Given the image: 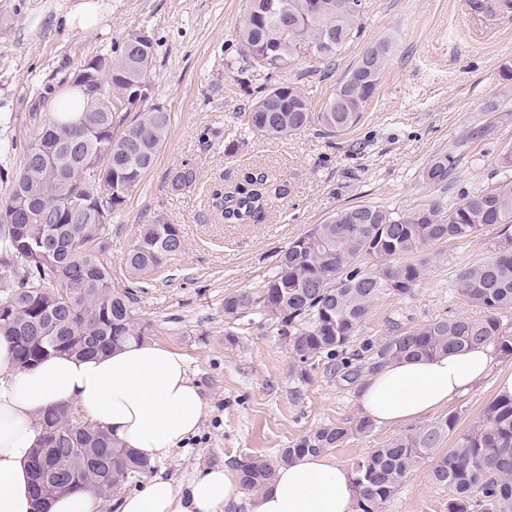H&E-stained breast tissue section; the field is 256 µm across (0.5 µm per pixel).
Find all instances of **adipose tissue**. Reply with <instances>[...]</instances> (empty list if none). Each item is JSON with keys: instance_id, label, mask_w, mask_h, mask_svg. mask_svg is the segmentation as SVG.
<instances>
[{"instance_id": "1", "label": "adipose tissue", "mask_w": 512, "mask_h": 512, "mask_svg": "<svg viewBox=\"0 0 512 512\" xmlns=\"http://www.w3.org/2000/svg\"><path fill=\"white\" fill-rule=\"evenodd\" d=\"M495 362L486 345L385 366L362 385L361 413L381 424L411 422L447 407ZM63 404L152 461L184 446L206 416L187 357L167 345L132 343L91 358L58 355L24 370L0 337V512H33L29 459L40 440L37 420ZM241 503L247 512H354L353 474L329 454H304L280 464L272 481L249 496L228 465L199 469L185 484L160 472L117 499L114 510L229 512Z\"/></svg>"}]
</instances>
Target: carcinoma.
I'll return each instance as SVG.
<instances>
[{"mask_svg": "<svg viewBox=\"0 0 512 512\" xmlns=\"http://www.w3.org/2000/svg\"><path fill=\"white\" fill-rule=\"evenodd\" d=\"M343 0H251L236 30L238 56L266 75L310 56L328 64L360 33L363 0L346 10ZM136 33L127 35L114 55L96 61L111 65L112 96L136 101L139 84L151 81L152 67L141 68L124 55ZM364 53L337 83L320 110L310 93L294 82L242 88L250 102L244 116L252 131L286 139L317 124L328 137L356 126L367 112L391 51ZM86 98V111L72 120L52 115L37 128L8 192L0 196V336L9 339L16 364L33 366L58 354L97 356L151 335L152 325L136 317L135 297L112 284L103 259L114 215L123 211L153 167L171 125V113L145 108L106 111L105 101ZM100 164V176L85 170L84 159ZM455 161L447 153L433 158L426 180L446 185ZM503 178L451 205L432 203L394 213L359 204L336 211L295 239L276 271L258 288L224 297V316L267 318L288 337L295 362L313 366L327 358L348 383L364 371L389 364L463 352L475 345L496 347L512 356V252L498 251L465 265L457 292L483 309L479 318L441 317L388 339L371 337L354 344L361 323L383 295H409L423 279L426 261L417 257L439 243L470 236L485 227L512 224V149L500 157ZM171 194L181 195L197 181L198 168L185 160L174 168ZM283 185L259 172H246L212 206L226 224H262ZM185 249L176 224L160 219L140 227L125 265L144 277L165 267ZM374 263L366 264L365 259ZM450 414L435 424L412 429L370 449L350 463L355 512H385L386 504L422 460L432 462L431 477L452 489L447 512H512V398H493L481 418L461 432ZM55 435L54 445L73 451L74 460L58 475L59 492L89 490L105 498L130 479L152 469L135 449L60 406L38 421ZM375 423L364 417L349 428L327 425L311 431L275 456L247 455L234 460L243 489L259 493L276 467L305 453L340 447L353 434L369 437ZM457 434L448 453H437L444 434Z\"/></svg>", "mask_w": 512, "mask_h": 512, "instance_id": "obj_1", "label": "carcinoma"}]
</instances>
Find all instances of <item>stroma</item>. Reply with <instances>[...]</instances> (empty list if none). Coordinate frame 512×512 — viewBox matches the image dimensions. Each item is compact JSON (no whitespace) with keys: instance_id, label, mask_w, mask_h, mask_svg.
I'll use <instances>...</instances> for the list:
<instances>
[{"instance_id":"obj_1","label":"stroma","mask_w":512,"mask_h":512,"mask_svg":"<svg viewBox=\"0 0 512 512\" xmlns=\"http://www.w3.org/2000/svg\"><path fill=\"white\" fill-rule=\"evenodd\" d=\"M75 0H0V168L19 169L35 130L32 113L49 117L57 95L69 92L84 63L110 54L136 29L154 42L152 102L172 115L171 126L140 190L112 221L104 254L116 287L131 289L134 309L152 326L151 340L187 356L207 403L198 434L163 466L188 483L197 469L244 454L277 455L311 430L352 425L359 418L358 384L346 383L329 360L299 372L276 323L224 316L231 292L258 287L281 252L337 210L373 204L391 211L456 200L491 186L502 175L499 155L512 148V7L503 0H365L358 38L332 69L303 57L278 73L281 82L311 90L322 106L347 70L383 39L392 53L375 96L358 125L330 138L317 127L279 141L249 130L243 84L265 78L244 69L235 30L249 0H112L103 28L67 29L63 15ZM498 111H486L489 101ZM241 142L224 150L225 128ZM455 165L447 188L424 172L438 154ZM198 166L195 187L172 196L167 176L182 160ZM285 183L286 195L262 224H225L211 206L212 190L235 184L244 170ZM178 225L184 253L154 276L135 280L123 258L141 225ZM512 237L490 226L429 247L428 272L405 297L384 295L360 337L385 339L394 323L413 328L441 317H480L455 290L466 264L504 248ZM496 395L492 378L450 405L467 429ZM377 425L370 437L350 436L331 454L341 464L406 433ZM431 463H418L385 512H446L452 494L434 483Z\"/></svg>"}]
</instances>
